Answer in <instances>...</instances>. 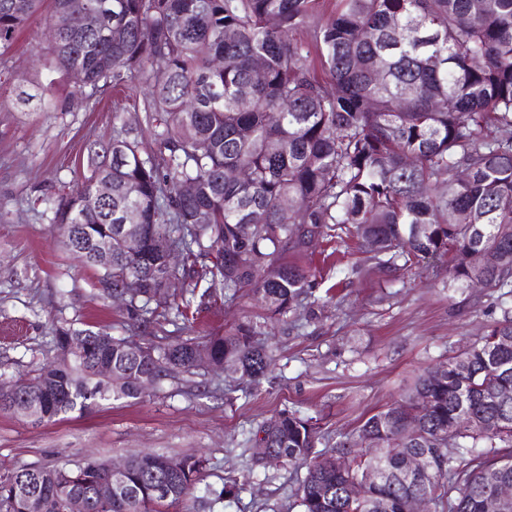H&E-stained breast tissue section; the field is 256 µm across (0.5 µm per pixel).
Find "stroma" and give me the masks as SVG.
Instances as JSON below:
<instances>
[{"label": "stroma", "mask_w": 512, "mask_h": 512, "mask_svg": "<svg viewBox=\"0 0 512 512\" xmlns=\"http://www.w3.org/2000/svg\"><path fill=\"white\" fill-rule=\"evenodd\" d=\"M50 6H43L0 56V385L33 377L50 356L49 314L77 329L127 336L121 307L102 297L94 270L80 267L63 246L46 198L75 187L86 172L85 146L112 137V115L130 126L147 124L141 87L108 89L96 98L72 94L57 78L47 51ZM54 82L66 111L22 112L16 85ZM318 269V318L304 312L270 319L248 297L204 310L188 328L207 336L240 320L270 333L275 363L260 390L224 404L223 373L164 381L144 398L108 400L39 425L0 414V472L22 465L72 460L120 461L131 453L202 455L208 465L191 500L167 512H294V492L306 470L266 469L246 449L251 429L275 412L296 409L317 417L329 437L396 400L426 366L483 336L512 308V297L451 287L445 261L392 272L373 268L362 252L336 264L320 252L304 256ZM251 477L238 497L215 500L226 478Z\"/></svg>", "instance_id": "35a3bbf8"}]
</instances>
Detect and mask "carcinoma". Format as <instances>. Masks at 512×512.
I'll return each instance as SVG.
<instances>
[{"mask_svg":"<svg viewBox=\"0 0 512 512\" xmlns=\"http://www.w3.org/2000/svg\"><path fill=\"white\" fill-rule=\"evenodd\" d=\"M42 2L0 0V49ZM52 4L50 53L76 91L147 89L158 151L142 150L124 125L109 141L89 142L88 175L60 193L52 218L100 290L125 297L129 331L141 341L135 351L126 338L51 319L55 353L75 347V358H53L1 390V414L40 424L138 398L140 375L191 374L200 346L231 380L224 399L234 405V393L257 389L271 368L262 326L183 337L164 325L185 329L208 305L246 295L274 317L314 312L313 275L298 262L313 239L344 233L380 268L446 256L457 287L512 295V0H336L309 41L300 32L317 0ZM84 13L94 25L71 27ZM53 85L18 86L16 106L46 110ZM127 225L133 252L121 247ZM167 242L180 252L176 266ZM489 249L496 264L472 259ZM440 364L324 451L318 419L297 410L277 412L249 441L270 449L272 465L307 464L300 512H406L418 497L428 512H483L493 484L512 483V312ZM109 369L125 379L117 391L104 380ZM363 435L371 443L358 448ZM406 451L428 459L417 481L403 477ZM165 459L131 454L108 506L92 497L99 460L14 467L0 473V512H25L36 490L45 512H66L74 494L90 500L89 512H162L184 501L206 468L187 456L172 477ZM356 480L368 481L369 494L352 500L346 487Z\"/></svg>","mask_w":512,"mask_h":512,"instance_id":"obj_1","label":"carcinoma"}]
</instances>
